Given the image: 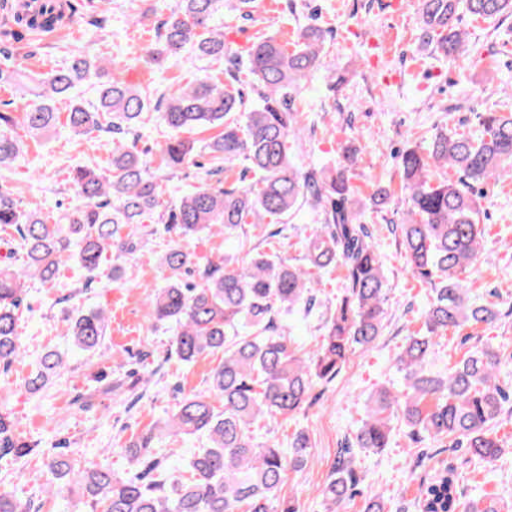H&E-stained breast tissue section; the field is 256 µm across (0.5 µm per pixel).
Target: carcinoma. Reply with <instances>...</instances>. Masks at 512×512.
<instances>
[{"instance_id": "carcinoma-1", "label": "carcinoma", "mask_w": 512, "mask_h": 512, "mask_svg": "<svg viewBox=\"0 0 512 512\" xmlns=\"http://www.w3.org/2000/svg\"><path fill=\"white\" fill-rule=\"evenodd\" d=\"M226 2L175 0L144 49L146 61L159 68L187 49L201 60L224 62L225 79L205 69L161 94L127 81L110 59V77L95 87L96 102L87 105L77 90L106 65L73 51L61 65L33 77L10 41L0 42V87L21 89L31 99L19 118L0 111V226L13 230L0 240V365L7 368L26 352L17 313L29 281L54 284L68 260L91 275L106 254H132L143 233L171 239L159 259L164 284L147 293L148 322L176 327L171 348L185 364L221 355L207 393L182 397L166 419L124 448L143 472L122 478L103 462L78 467L66 453L46 457L58 490L77 486L102 512H298L281 490L287 468L307 463L309 437L298 432L284 449L257 441V431L274 416L300 411L315 381L335 379L349 354L373 345L383 330L386 276L368 225L358 222L349 177L358 148H343L337 164L319 171L303 173L292 161L303 121L296 107L302 80L329 68L326 30L307 25L291 45L263 39L240 60L224 44ZM462 2L475 20L512 15V0H419L422 45L446 57L470 53L460 28ZM62 19L63 6L46 0L36 14H14L12 24L52 28ZM244 72L253 77L256 94L248 109L235 87ZM60 97L70 100L64 116L56 107ZM153 112L169 130L158 148L159 168L172 173L196 156L195 142L181 134L215 131L205 144L210 167L201 183L172 204L162 199L161 181L137 139H128ZM479 125L477 135L442 128L427 147L399 153L408 219L396 229L409 272L429 287L430 298L420 314L422 327L406 337L396 356L402 388L382 386L370 393L356 448L381 451L398 427L412 442L446 440L479 463L492 464L504 454L497 425L508 395L499 377L502 366L512 364V352L485 345L446 374L429 369L438 339L466 324L498 319L493 305L469 296L463 275L484 257L475 188L512 168V113L483 112ZM19 127L34 139L60 128L75 136H112L109 167L72 169L73 202L53 221L22 208L13 191L11 167L24 154ZM238 161L244 163L242 176L252 178L224 186L221 174ZM434 168L453 175L434 177ZM307 198L322 209L323 224L300 240L302 263L288 262L275 245L261 249L241 233L244 224L281 221ZM215 232L224 233L232 250L201 265L189 241ZM338 266L345 270L344 294L304 359L288 340L286 320L300 310L312 312L317 286ZM107 328L102 308H81L68 333L75 349L92 352ZM65 366L61 353L45 352L25 379V390L41 392ZM167 436H204L207 442L172 468L156 452ZM34 448L15 433L10 412L0 407V456L21 459ZM356 470L352 449H343L322 490L326 512H344L346 502L361 494ZM461 497L453 471L444 468L423 484L417 506L421 512H501L492 497ZM0 512L31 507L0 487Z\"/></svg>"}]
</instances>
